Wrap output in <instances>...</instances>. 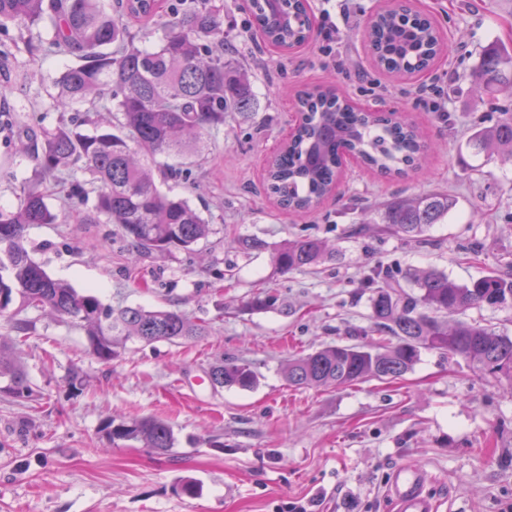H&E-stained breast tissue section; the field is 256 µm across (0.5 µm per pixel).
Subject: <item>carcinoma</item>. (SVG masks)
<instances>
[{
  "instance_id": "cac0c4a2",
  "label": "carcinoma",
  "mask_w": 512,
  "mask_h": 512,
  "mask_svg": "<svg viewBox=\"0 0 512 512\" xmlns=\"http://www.w3.org/2000/svg\"><path fill=\"white\" fill-rule=\"evenodd\" d=\"M252 13L264 41L288 50L312 37L311 26L292 17L306 13L305 0H252ZM224 5L216 0H0V28L16 23L43 27L47 41L29 44L36 58L45 52L72 56L76 63L56 80V111L86 106L79 124L93 125L82 134L65 122L43 133L30 155L36 171L53 181L68 205L94 199L90 224H118L140 254L170 255L189 251L211 233V225L188 199L173 193L178 181L200 165L209 149L206 135L224 125V115L253 114L255 94L247 69L224 59ZM161 32L153 48L140 45ZM365 37L379 67L389 73L414 75L430 70L442 51L439 30L425 16L393 6L377 13ZM472 81L488 92L512 91V54L496 44L486 47ZM303 121L292 140L281 147L266 171V190L290 211L315 209L337 187L345 153L383 175L406 174L427 150L411 124L382 120L362 112L331 88H312L297 96ZM469 145L477 154L512 161V112L492 126L476 127ZM89 175L85 183L71 172ZM444 192L398 196L381 212V223L416 237L441 224L454 209ZM59 214L38 188L23 191L20 204L0 207V315L9 314L18 341L27 340L32 321L28 310L44 312L85 332L87 352L108 364L129 341L152 344L194 342L209 335L204 323L178 309L142 306L114 309L91 291L48 274L27 248V231L35 224H57ZM239 251L269 250L281 273L316 267L337 250L311 236L272 246L258 236L235 241ZM417 292L402 290V282ZM370 332L373 344H337L292 357L283 367L288 385L340 389L359 382H394L411 371L424 350L462 358L470 367L512 382V337L491 326L456 318L468 309L512 306V273H494L457 283L435 267L399 273L381 265L370 269ZM0 377L10 380L14 398L33 400L35 390L13 360L0 353ZM214 387L252 389L257 377L239 359L211 365ZM112 444L139 442L157 453L173 448L172 428L146 417L121 422L107 432Z\"/></svg>"
}]
</instances>
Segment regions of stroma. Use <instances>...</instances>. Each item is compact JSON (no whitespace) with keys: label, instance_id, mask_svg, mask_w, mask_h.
<instances>
[{"label":"stroma","instance_id":"35a3bbf8","mask_svg":"<svg viewBox=\"0 0 512 512\" xmlns=\"http://www.w3.org/2000/svg\"><path fill=\"white\" fill-rule=\"evenodd\" d=\"M344 52L321 54L322 0H308L313 37L280 53L249 37L247 0H224L226 55L252 74V120L227 115L212 150L177 190L202 208L212 231L193 251L134 256L116 224H62L28 230L32 258L80 291L115 308H176L208 323L197 343H128L112 363L86 352V337L64 321L28 311L34 330L15 354L41 395L38 406L4 393L0 378V512H394L386 489L393 469L426 470L439 512H512V383L473 371L459 358L423 351L392 383L365 381L340 390L288 386V358L351 343L370 327L362 281L383 264L435 267L459 283L512 264V163L475 154L468 131L512 111V96L477 91L480 51L512 48V0H412L441 30L447 51L424 74L396 78L378 68L365 40L385 0H342ZM29 31L0 29L8 55L15 128L0 130V206L18 203L35 182L19 142L56 127L55 81L74 59L30 58ZM332 85L362 107L385 106L426 134L420 168L391 178L354 162L316 211L291 213L265 190L268 163L295 120L293 95ZM440 96L447 118L432 112ZM445 191L456 207L418 243L400 234L359 233L365 212L393 195ZM256 235L270 246L311 235L337 246L335 260L280 273L269 250L244 254L234 238ZM276 295L270 309L254 298ZM251 363V390L206 383L220 359ZM87 375L69 385L73 368ZM167 421L176 443L159 454L138 443L108 442L112 418ZM194 480L196 498L180 486Z\"/></svg>","mask_w":512,"mask_h":512}]
</instances>
